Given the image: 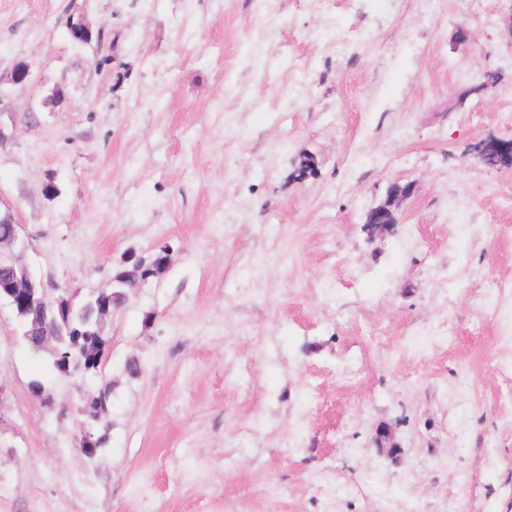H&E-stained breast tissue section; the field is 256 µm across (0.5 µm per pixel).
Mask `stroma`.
Returning <instances> with one entry per match:
<instances>
[{"label":"stroma","mask_w":512,"mask_h":512,"mask_svg":"<svg viewBox=\"0 0 512 512\" xmlns=\"http://www.w3.org/2000/svg\"><path fill=\"white\" fill-rule=\"evenodd\" d=\"M511 11L0 0V204L35 276L82 295L170 247L107 322L94 461L89 386L33 397L46 355L0 309V512H512V168L471 151L512 141ZM396 216V208L394 203L389 206H381L371 210L366 216V224H368L369 231L374 234H383L387 232L390 224H397L394 221ZM112 389V382H107L98 390L90 392L84 399L82 405L80 406V408L86 406L99 408L103 415L104 428L106 430L103 437L99 440L95 448H78L80 437L78 438L76 442V447L81 453V455H83L87 459H94L99 454L101 449L104 448L108 443L109 434L113 424L110 416V408L112 404Z\"/></svg>","instance_id":"stroma-1"}]
</instances>
